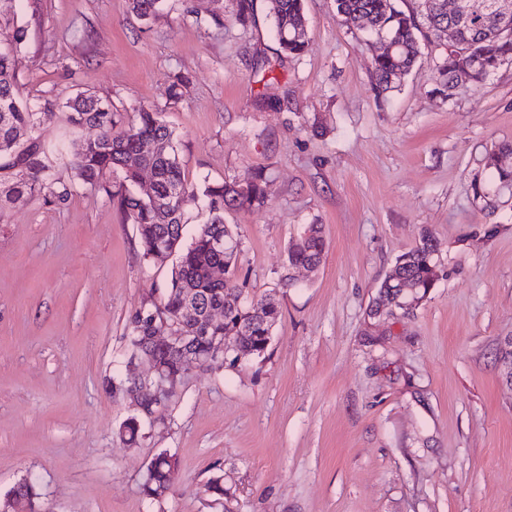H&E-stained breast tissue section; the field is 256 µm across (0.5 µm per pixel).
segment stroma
<instances>
[{
  "mask_svg": "<svg viewBox=\"0 0 512 512\" xmlns=\"http://www.w3.org/2000/svg\"><path fill=\"white\" fill-rule=\"evenodd\" d=\"M307 52L279 57L265 0H0L29 26L16 66L31 109L88 90L113 111L156 106L189 181L260 169L266 203L226 211L243 302L281 309L262 356L191 367L129 444L137 409L128 320L158 299L174 259L143 260L136 228L77 187L0 218V498L32 479L43 512H512V188L485 153L512 142V61L446 95L448 39L422 42L399 88L373 89L380 44L334 0H304ZM281 59L268 74L256 54ZM187 76L171 101L173 75ZM270 106H260V97ZM328 243L289 267L304 225ZM430 232L444 274L415 308L369 313L395 259ZM170 491L140 484L160 452ZM220 478L223 497L205 490Z\"/></svg>",
  "mask_w": 512,
  "mask_h": 512,
  "instance_id": "35a3bbf8",
  "label": "stroma"
}]
</instances>
